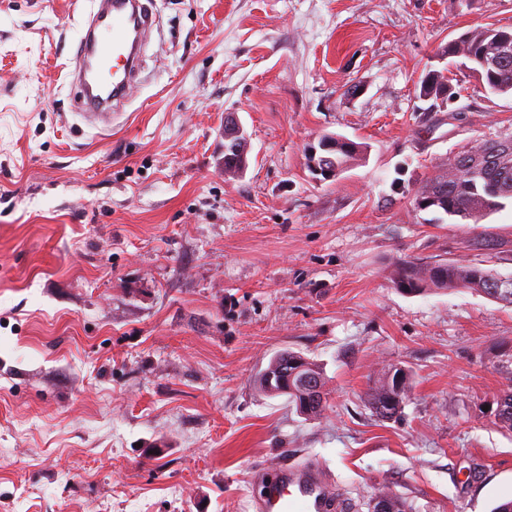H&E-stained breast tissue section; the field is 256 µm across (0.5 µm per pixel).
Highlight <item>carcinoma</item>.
Masks as SVG:
<instances>
[{"instance_id":"cac0c4a2","label":"carcinoma","mask_w":512,"mask_h":512,"mask_svg":"<svg viewBox=\"0 0 512 512\" xmlns=\"http://www.w3.org/2000/svg\"><path fill=\"white\" fill-rule=\"evenodd\" d=\"M442 54L468 61L491 91L512 93L511 28L488 26L468 30L449 41ZM419 97L435 102L448 100L451 97L448 77L435 70L428 71L421 81ZM363 155L361 144L340 135L324 134L318 140L317 154L308 157V162L344 170L359 164ZM508 199L512 200V132L495 139L476 140L438 164L435 174L418 189L415 202L421 201L426 209L450 219L459 217L477 223L485 214L505 207ZM390 276L395 287L409 293L470 289L512 304V278H503L470 261L396 260L391 265ZM296 359L304 362L303 373L308 378L301 386L298 378L290 374ZM395 376L392 368H383L367 392L368 404L382 420L399 417L403 402L411 392L409 375L403 374L402 385L397 390ZM285 385L292 388L288 403L299 414L308 419L323 415L327 403L326 377L319 364L290 350L276 354L259 378L258 389L268 396H278ZM497 417L503 427L512 431L511 388L498 401ZM374 503L384 504L385 512H405L401 498L390 491H375L363 505L369 507Z\"/></svg>"}]
</instances>
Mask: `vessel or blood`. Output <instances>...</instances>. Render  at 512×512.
<instances>
[{"label":"vessel or blood","instance_id":"b4317fda","mask_svg":"<svg viewBox=\"0 0 512 512\" xmlns=\"http://www.w3.org/2000/svg\"><path fill=\"white\" fill-rule=\"evenodd\" d=\"M154 0H98L83 29L80 60L73 73L83 119L110 128L126 103L144 53V34L156 17ZM256 512H345L346 502L329 488L314 464L272 468L252 486Z\"/></svg>","mask_w":512,"mask_h":512}]
</instances>
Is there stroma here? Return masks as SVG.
I'll list each match as a JSON object with an SVG mask.
<instances>
[{"mask_svg":"<svg viewBox=\"0 0 512 512\" xmlns=\"http://www.w3.org/2000/svg\"><path fill=\"white\" fill-rule=\"evenodd\" d=\"M94 7L0 0V512H255L251 474L309 462L409 512L511 500L512 306L402 292L390 265L512 276L511 203L476 223L415 205L439 162L512 132V95L441 54L511 27L512 0H155L106 132L67 77ZM430 70L446 103L419 97ZM228 112L240 179L218 169ZM328 133L365 156L323 181L306 154ZM287 349L325 371L319 419L255 387ZM391 365L412 389L382 421L366 393ZM249 149V136L244 130L240 119L233 113L224 121V153H226L228 157H231L232 153L238 156L235 157V160L231 162L230 166H225V172L224 160L222 159L219 162V168L224 172L225 177L233 176L237 179L243 177L247 167H245L241 161L247 155Z\"/></svg>","mask_w":512,"mask_h":512,"instance_id":"obj_1","label":"stroma"}]
</instances>
